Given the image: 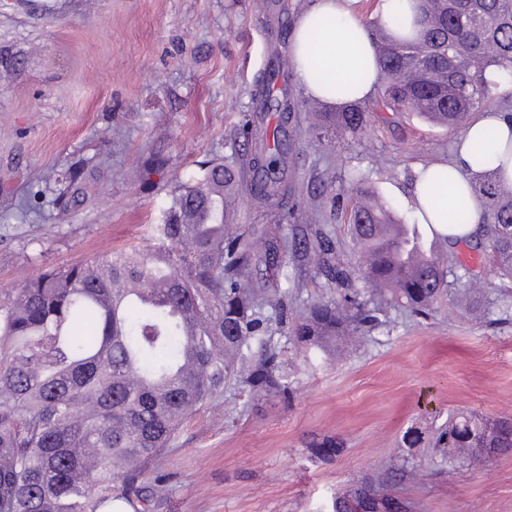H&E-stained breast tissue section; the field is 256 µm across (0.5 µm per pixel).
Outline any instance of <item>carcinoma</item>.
<instances>
[{
  "label": "carcinoma",
  "instance_id": "1",
  "mask_svg": "<svg viewBox=\"0 0 512 512\" xmlns=\"http://www.w3.org/2000/svg\"><path fill=\"white\" fill-rule=\"evenodd\" d=\"M397 39L368 23L381 75L378 98L306 114L321 138L355 137L373 112H414L465 135L471 115L492 94L486 72H512V0H422ZM272 64L252 97L251 177L211 160L181 183L152 226L153 244L48 267L0 299V512H106L112 501L153 512L164 495L145 475L184 419L224 393L233 379L257 396L286 394L274 336L286 333L316 357H331L386 324L401 305L423 317L438 305L463 304L485 322L487 286L456 257L436 251L420 273L397 267L398 254L373 233L376 224L409 219L375 196L368 175L351 178L355 265L344 262L330 224L288 232V131L294 104ZM85 159L62 178L66 204L86 199ZM283 209L275 230L235 224L226 198L242 194ZM479 244L498 276L512 282V183L495 171L473 185ZM302 262L322 279V294L291 317L289 273ZM271 281L256 288L253 264ZM448 466L477 455H512V417L490 420L458 410L433 431ZM121 484L112 493L116 464ZM382 483L362 480L333 502V512H378Z\"/></svg>",
  "mask_w": 512,
  "mask_h": 512
}]
</instances>
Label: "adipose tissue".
<instances>
[{"instance_id": "adipose-tissue-1", "label": "adipose tissue", "mask_w": 512, "mask_h": 512, "mask_svg": "<svg viewBox=\"0 0 512 512\" xmlns=\"http://www.w3.org/2000/svg\"><path fill=\"white\" fill-rule=\"evenodd\" d=\"M353 0H313L299 17L290 62L305 92L332 105L374 97L379 74L370 37L357 17ZM321 80H314V73ZM498 170L512 182V121L495 111L480 112L471 122L453 162L416 167L411 208L418 223L431 224L451 240H471L477 222L453 220L461 200L471 199L477 175Z\"/></svg>"}]
</instances>
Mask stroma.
Segmentation results:
<instances>
[{
  "mask_svg": "<svg viewBox=\"0 0 512 512\" xmlns=\"http://www.w3.org/2000/svg\"><path fill=\"white\" fill-rule=\"evenodd\" d=\"M261 0H0V293L39 269L146 245L176 182L217 158L247 165L243 116L275 37L311 0H288L281 33ZM288 171L297 214L320 209L351 254L352 171L409 214L414 168L449 161L456 134L409 114L373 119L356 138L319 142L297 112ZM159 152L164 175L141 180ZM99 164L91 196L63 208L59 174ZM474 322L460 307L422 321L392 307L387 324L338 359L308 360L278 336L287 396L254 400L236 384L192 414L149 475L155 512H328L367 473L409 463L392 485L408 512H512V456L449 469L433 448L405 447L467 408L512 417V306ZM333 439L335 456L314 445Z\"/></svg>",
  "mask_w": 512,
  "mask_h": 512,
  "instance_id": "stroma-1",
  "label": "stroma"
}]
</instances>
